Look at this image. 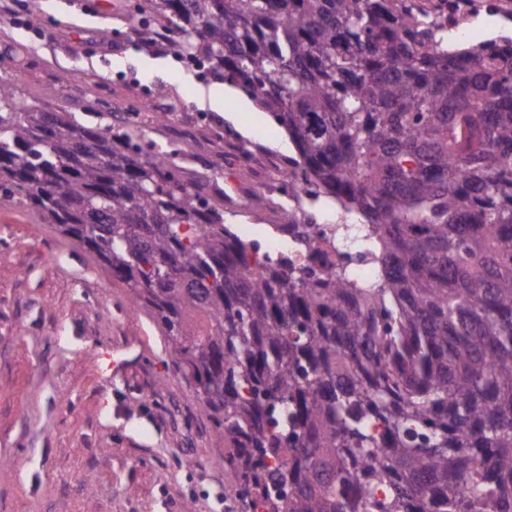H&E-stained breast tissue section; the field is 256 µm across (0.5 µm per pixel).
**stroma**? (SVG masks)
Listing matches in <instances>:
<instances>
[{
    "instance_id": "35a3bbf8",
    "label": "stroma",
    "mask_w": 512,
    "mask_h": 512,
    "mask_svg": "<svg viewBox=\"0 0 512 512\" xmlns=\"http://www.w3.org/2000/svg\"><path fill=\"white\" fill-rule=\"evenodd\" d=\"M132 0H43L30 27L27 0H0V79L21 110L54 87L52 109L110 125L135 109L175 118L153 127L155 149L183 161L186 125L202 117L240 144L292 156L284 128L218 77L176 52L137 45ZM98 74L96 95L76 72ZM126 359L116 372L95 358ZM209 412L169 354L161 329L88 251L17 200L0 195V512H237L232 476L213 463Z\"/></svg>"
}]
</instances>
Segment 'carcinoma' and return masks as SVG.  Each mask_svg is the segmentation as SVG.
<instances>
[{"label": "carcinoma", "mask_w": 512, "mask_h": 512, "mask_svg": "<svg viewBox=\"0 0 512 512\" xmlns=\"http://www.w3.org/2000/svg\"><path fill=\"white\" fill-rule=\"evenodd\" d=\"M288 131L305 195L365 219L329 269L258 256L129 122L20 112L0 189L132 291L214 421L239 512H512V37L448 50L397 0H137ZM261 210L309 224L304 209ZM305 208L316 214L319 220L324 219L330 224H312L316 228L325 230L330 233L331 229L343 226L346 234L345 248L349 251L348 268L355 278L370 279L376 275V266L362 256L367 253V245L362 234L358 233L356 226L358 224H345L356 222L358 217L351 213L345 212L339 205L326 200L324 197L321 201L310 206L309 202L305 204ZM349 232H352L350 234Z\"/></svg>", "instance_id": "cac0c4a2"}]
</instances>
